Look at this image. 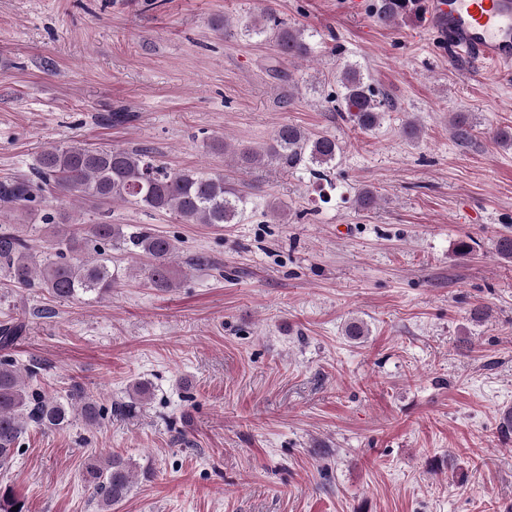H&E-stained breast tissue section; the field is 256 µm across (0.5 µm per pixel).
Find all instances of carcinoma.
<instances>
[{
	"label": "carcinoma",
	"instance_id": "obj_1",
	"mask_svg": "<svg viewBox=\"0 0 512 512\" xmlns=\"http://www.w3.org/2000/svg\"><path fill=\"white\" fill-rule=\"evenodd\" d=\"M422 0H378L377 20L388 25L400 18L423 16ZM269 34L277 57L306 59L313 53L310 35L290 27L269 10L262 20L245 26V35ZM344 118L363 131L381 125L394 104L385 94L364 80L359 68L344 67L338 80ZM342 146L329 133H307L292 124L280 125L272 143L259 152L250 147L239 150L246 167L266 161L283 170L305 166L312 178L321 180L336 167ZM52 188L77 201L92 199L101 205L134 204L149 211L171 213L186 224H237L247 209V192L224 181V175H204L193 171H169L157 163L148 149L101 148L82 145L51 146L41 151L33 176L0 183V207L30 208L40 202L41 192ZM123 251L147 260L141 268L155 288L167 291L177 285L175 256L177 245L168 236L148 230L126 232L120 224L100 221L82 224L76 231L57 236L47 250L36 254L21 235L0 233V268L13 283L24 288H43L59 300L100 296L112 291L125 270L112 261L106 248ZM23 324L0 326V468H6L18 452L19 442L29 426L63 430L81 417L94 425L101 417L96 400L80 387L73 388L68 401L50 397L35 387L39 366L19 365L9 354ZM148 383L129 387L128 403H119L120 412L133 411L147 399ZM85 479L94 486L102 512H110L131 491L133 463L119 455L93 456L86 466ZM23 512L24 504L10 488H0V512Z\"/></svg>",
	"mask_w": 512,
	"mask_h": 512
}]
</instances>
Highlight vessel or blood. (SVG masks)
Returning a JSON list of instances; mask_svg holds the SVG:
<instances>
[{
	"label": "vessel or blood",
	"mask_w": 512,
	"mask_h": 512,
	"mask_svg": "<svg viewBox=\"0 0 512 512\" xmlns=\"http://www.w3.org/2000/svg\"><path fill=\"white\" fill-rule=\"evenodd\" d=\"M427 13L447 32L455 53L512 75V0H428Z\"/></svg>",
	"instance_id": "b4317fda"
}]
</instances>
